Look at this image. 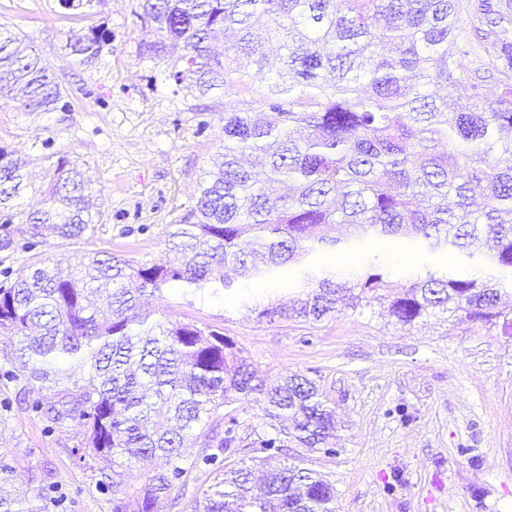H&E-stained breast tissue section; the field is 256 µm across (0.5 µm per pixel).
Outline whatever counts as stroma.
<instances>
[{
	"label": "stroma",
	"mask_w": 512,
	"mask_h": 512,
	"mask_svg": "<svg viewBox=\"0 0 512 512\" xmlns=\"http://www.w3.org/2000/svg\"><path fill=\"white\" fill-rule=\"evenodd\" d=\"M141 0H104L84 18L58 0H0V26L25 37L62 80L66 112H21L0 100V147L27 160L31 192L14 202L9 230L22 241L35 191L46 190L58 159L92 180L98 196L94 232L78 239L46 236L31 252L0 251V270L34 261L77 265L108 252L134 262L165 264L171 224L194 201L210 160L224 149L218 115L200 131L208 97L174 91L168 62L145 55L152 41L141 21ZM91 25L112 42L90 66L71 57L72 34ZM381 262L392 280L445 266L443 251L407 261L404 248L385 249ZM237 292L167 291L151 297L157 318L205 323L241 349L259 380L292 373L315 379L336 412V456L288 448V464L314 470L336 488V512H512V335L500 328L449 321L437 314L402 328L380 309L342 311L318 322L260 319L241 304L252 293L285 303L294 283L241 278ZM11 339L0 335V459L29 480L42 512H112V497L97 486L100 462L86 448L84 427L70 421L53 431L19 396L24 383L9 377ZM407 408L402 421L396 407ZM237 415L243 441L237 455L256 456L253 428L264 411L259 395L226 404ZM51 470L53 488L39 477Z\"/></svg>",
	"instance_id": "35a3bbf8"
}]
</instances>
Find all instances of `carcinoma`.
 <instances>
[{
  "label": "carcinoma",
  "instance_id": "1",
  "mask_svg": "<svg viewBox=\"0 0 512 512\" xmlns=\"http://www.w3.org/2000/svg\"><path fill=\"white\" fill-rule=\"evenodd\" d=\"M157 39L182 53L165 80L202 96L224 93V153L205 172L195 203L168 243L177 265L92 257L62 269L33 264L0 272V333L17 338L11 375L50 427L77 420L112 512H160L194 470L215 474L189 512H335L336 491L318 473L279 460L285 448L325 456L334 411L316 381L289 374L255 382L235 343L212 326L161 320L141 305L169 288L232 290L237 274L294 269L297 304L258 306L270 322H318L386 304L412 327L438 312L512 331L497 310L512 288V0H141ZM112 32L92 26L67 43L82 65ZM485 67H472L476 49ZM497 90L490 95L486 82ZM463 89L453 110L433 89ZM19 91L23 112L66 111L60 77L35 48L0 28V95ZM263 169L265 180L254 168ZM24 163L0 148V227L26 189ZM91 181L60 158L48 196L30 207L25 251L45 232L80 238L95 229ZM348 224L341 242L326 233ZM485 259L480 277L428 270L404 283L379 260L390 240ZM363 258L350 278L327 251ZM263 396L250 447L258 465L232 458L239 419L224 433L209 420L235 395ZM200 444L205 450L192 452ZM163 460L137 487L133 463ZM21 475L0 460V512H34L14 490Z\"/></svg>",
  "mask_w": 512,
  "mask_h": 512
}]
</instances>
